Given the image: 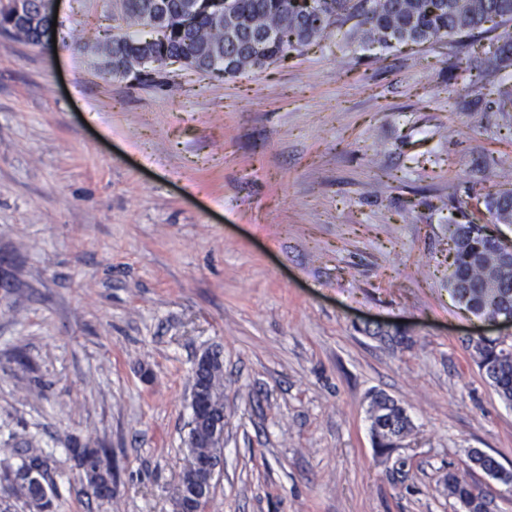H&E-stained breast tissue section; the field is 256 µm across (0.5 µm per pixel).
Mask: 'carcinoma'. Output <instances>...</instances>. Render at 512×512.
<instances>
[{"mask_svg":"<svg viewBox=\"0 0 512 512\" xmlns=\"http://www.w3.org/2000/svg\"><path fill=\"white\" fill-rule=\"evenodd\" d=\"M146 0H122V19L137 25L149 24L152 15ZM238 23H222V17L202 15L185 24L180 19L183 0H167L168 34L164 40L150 42L123 35L107 47L91 46L99 64L115 75H128L129 65L148 59L159 68L182 59L195 69L224 65V77H234L247 68L260 69L299 51L322 37L340 19L357 15L361 20L351 37L358 46L377 45L389 49L407 43H424L442 37L472 33L487 23L512 21V0H311V8L297 5V0H233ZM34 16L27 21V40L37 42L39 27L49 22L39 12L38 0H31ZM273 30L262 51L252 50L257 36ZM483 206L496 224H512V191L491 195ZM461 234L451 232L454 241L448 290L475 315L484 317L512 315V275L504 277L495 251L496 238L486 233L485 225L469 222L460 226ZM477 364L498 396L512 402V356L502 354L496 338L478 337L470 341ZM204 355L207 366L193 369V376L203 392L214 396L224 392L222 351L214 347ZM371 404L386 410L384 424L389 430L372 428L375 445L389 448L410 428L404 410L383 394L372 397ZM88 484L105 486L112 482V467L106 463V450L75 444L69 449ZM223 456L217 448H190L185 465H197ZM470 461L488 474L511 481L496 460L480 450H473ZM44 476L47 459L41 455H23L21 463L4 472L12 496L0 499V512H13V500L22 502L29 512H53L54 490L43 491L38 485H20L16 479L30 472ZM448 495L457 499L463 512H486L487 494L457 474L448 473Z\"/></svg>","mask_w":512,"mask_h":512,"instance_id":"obj_1","label":"carcinoma"}]
</instances>
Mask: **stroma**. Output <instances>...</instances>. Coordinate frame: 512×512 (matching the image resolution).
I'll return each mask as SVG.
<instances>
[{
    "instance_id": "obj_1",
    "label": "stroma",
    "mask_w": 512,
    "mask_h": 512,
    "mask_svg": "<svg viewBox=\"0 0 512 512\" xmlns=\"http://www.w3.org/2000/svg\"><path fill=\"white\" fill-rule=\"evenodd\" d=\"M56 38L0 34V473L48 456L56 512H173L192 368L224 358L208 512H462L446 478L512 512V405L468 346L494 329L448 292V227L507 191L512 88L476 37L363 50L348 17L235 77L181 91L103 71L88 32L121 0H60ZM468 201L458 213L455 200ZM512 334V327L495 329ZM382 393L412 430L376 448ZM107 449L95 500L68 450Z\"/></svg>"
}]
</instances>
